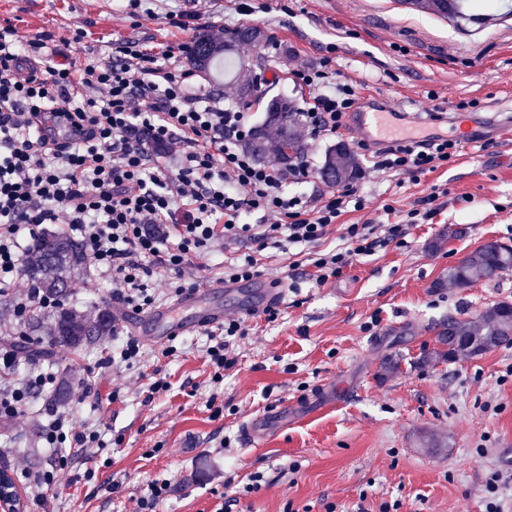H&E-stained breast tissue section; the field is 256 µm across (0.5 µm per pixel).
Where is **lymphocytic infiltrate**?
I'll use <instances>...</instances> for the list:
<instances>
[{
  "label": "lymphocytic infiltrate",
  "mask_w": 512,
  "mask_h": 512,
  "mask_svg": "<svg viewBox=\"0 0 512 512\" xmlns=\"http://www.w3.org/2000/svg\"><path fill=\"white\" fill-rule=\"evenodd\" d=\"M182 51L179 44L154 53L121 43L109 58L90 57L72 69L58 63L47 41H26L14 26H0V292L22 272L24 242L50 225L78 239L91 266L111 281L113 296L136 312L156 301L151 278L183 294L182 269L207 258L220 239L246 237L261 251L305 247L320 285L355 257L389 243L404 246L401 225L349 224L344 247L319 249L346 209H363L357 188L289 194V185L309 176L307 162L286 169L257 163L242 147L252 113L198 93L192 73L178 64ZM26 61L32 74L21 72ZM294 75L311 92L303 128L338 135L356 105L352 86L338 81L327 61ZM138 130L168 143L171 161L152 159L134 137ZM460 147L455 138L407 141L375 150L371 159L375 170L415 179ZM252 212L264 223H242ZM246 334L240 318L208 330L214 381L235 366L229 349ZM52 382V375L32 371L21 386L0 384V420L24 412L31 392ZM71 421V413L58 414L42 442H66L78 453L101 447L99 430L76 432Z\"/></svg>",
  "instance_id": "1"
}]
</instances>
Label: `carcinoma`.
<instances>
[{"label": "carcinoma", "mask_w": 512, "mask_h": 512, "mask_svg": "<svg viewBox=\"0 0 512 512\" xmlns=\"http://www.w3.org/2000/svg\"><path fill=\"white\" fill-rule=\"evenodd\" d=\"M410 8L445 19H472L467 13L466 0H399ZM268 37L257 25L239 27L224 32L219 38L202 29L186 50L187 62L192 68L211 76L212 69H224L240 96L251 90V70L237 53L240 45L259 46ZM300 110L291 99L276 96L268 100L263 118L254 125L243 148L257 161L274 158L288 167L300 161L307 153V146L299 134ZM359 170L357 159L348 148L338 143L328 149L320 167L321 178L336 184L348 181ZM85 264L80 244L61 234H48L31 245L24 256V272L43 292L61 296L69 287L72 274ZM512 271V245L499 241L488 242L472 251L460 263L448 267L446 279L461 288L471 286L479 278H491ZM49 334L59 342L77 347L90 336L112 335V318L101 312L94 320L74 311L60 312L49 329ZM439 342L448 346L436 352L440 358L474 356L512 343V303L500 302L483 312L474 321L451 320L448 328L439 333Z\"/></svg>", "instance_id": "carcinoma-1"}]
</instances>
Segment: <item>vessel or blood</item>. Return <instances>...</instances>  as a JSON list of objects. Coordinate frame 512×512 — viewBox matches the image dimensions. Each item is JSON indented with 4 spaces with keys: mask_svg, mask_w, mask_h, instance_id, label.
Here are the masks:
<instances>
[{
    "mask_svg": "<svg viewBox=\"0 0 512 512\" xmlns=\"http://www.w3.org/2000/svg\"><path fill=\"white\" fill-rule=\"evenodd\" d=\"M285 296V288L269 281H227L189 289L170 304L130 314L127 326L142 341L161 346L173 337L223 323L231 310L247 319L258 317L266 309L281 304ZM336 401L335 384H323L310 398L264 410L242 425L240 435L248 446H255L294 421L334 406Z\"/></svg>",
    "mask_w": 512,
    "mask_h": 512,
    "instance_id": "obj_1",
    "label": "vessel or blood"
}]
</instances>
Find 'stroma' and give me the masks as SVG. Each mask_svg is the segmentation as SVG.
<instances>
[{"label": "stroma", "instance_id": "stroma-1", "mask_svg": "<svg viewBox=\"0 0 512 512\" xmlns=\"http://www.w3.org/2000/svg\"><path fill=\"white\" fill-rule=\"evenodd\" d=\"M253 15L232 0H154L151 11L128 0H0V23L28 40L59 41L60 63L78 66L111 55L112 41L159 52L189 43L200 29L220 34L257 24L270 36L239 54L266 71L262 113L284 94L304 103L308 90L292 72L331 60L352 83L357 111L389 113L392 137L424 139L452 131L461 113L473 123L494 118L512 126V16L481 0L484 22L465 27L419 13L400 0H252ZM186 13L188 29L170 14ZM81 43L64 45L74 27ZM354 180L362 210L345 213L323 245L342 243L346 224H402L406 246L388 245L360 256L341 276L319 285L294 253L257 251L249 239L225 244L205 263L185 269L187 280L216 284L222 264L260 253L262 277L297 284L275 320H249L235 346L237 364L213 383L200 333L179 336L175 355L145 345L138 367L114 373L97 361L111 345L95 336L71 348L55 343L51 317L34 316L29 335H14L18 280L0 293V346L19 356L36 353L66 391L32 393L23 415L0 425V468L13 476L43 469L51 449L39 433L52 414L72 412L75 426H99L103 448L73 456L42 501L26 498V512H134L152 479H169L171 492L156 512H485L490 474L501 478L502 507L512 512V344L474 358L435 360L437 337L449 319L478 320L502 301L512 303V271L470 287L445 283L449 266L490 241L512 244V138L459 156L420 180L370 168L359 157ZM443 188L435 215L410 224L405 215ZM69 308L88 316L110 309L124 328L123 305L112 284L93 269L72 278ZM394 371H384V364ZM165 387L150 393L155 381ZM335 381L334 410L294 423L262 446H244L243 422L283 401L307 398ZM58 386V387H59ZM91 395L75 400L82 387Z\"/></svg>", "mask_w": 512, "mask_h": 512}]
</instances>
